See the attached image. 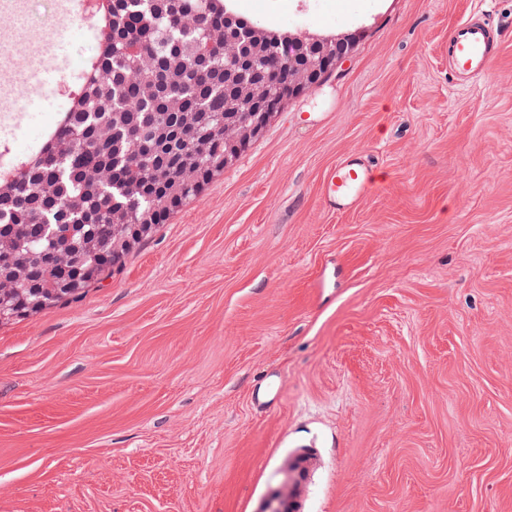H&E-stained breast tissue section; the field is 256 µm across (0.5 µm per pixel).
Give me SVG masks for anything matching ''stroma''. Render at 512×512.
<instances>
[{"instance_id":"1","label":"stroma","mask_w":512,"mask_h":512,"mask_svg":"<svg viewBox=\"0 0 512 512\" xmlns=\"http://www.w3.org/2000/svg\"><path fill=\"white\" fill-rule=\"evenodd\" d=\"M235 7L354 53L123 269L0 324V512H257L298 459V512H512V0ZM17 19L61 85L96 51L54 0ZM351 158L382 190L339 212ZM492 28L482 21H464L448 34V65L465 82L481 80L496 56Z\"/></svg>"}]
</instances>
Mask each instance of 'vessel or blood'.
<instances>
[{"instance_id":"b4317fda","label":"vessel or blood","mask_w":512,"mask_h":512,"mask_svg":"<svg viewBox=\"0 0 512 512\" xmlns=\"http://www.w3.org/2000/svg\"><path fill=\"white\" fill-rule=\"evenodd\" d=\"M492 28L482 21H464L448 35V64L451 71L467 82L481 80L496 56ZM376 187L366 165L350 159L333 170L322 185L325 202L334 209L347 211L375 193Z\"/></svg>"}]
</instances>
